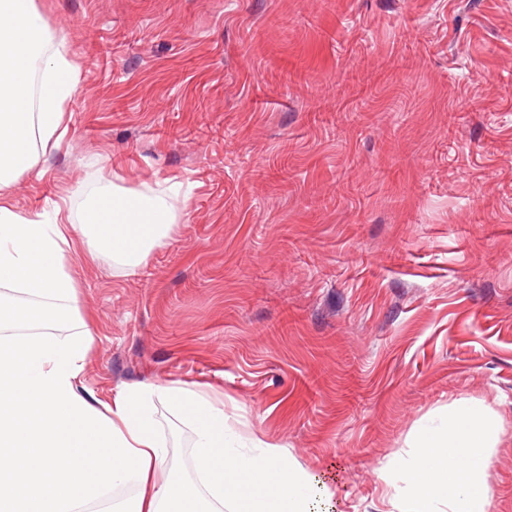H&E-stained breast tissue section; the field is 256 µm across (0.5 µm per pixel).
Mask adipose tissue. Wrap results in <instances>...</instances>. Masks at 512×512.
<instances>
[{"mask_svg":"<svg viewBox=\"0 0 512 512\" xmlns=\"http://www.w3.org/2000/svg\"><path fill=\"white\" fill-rule=\"evenodd\" d=\"M78 69L55 45L34 0H0V188L31 165L35 147L59 146L66 134L64 104ZM173 183L162 194H127L94 179L83 190L76 223L90 252L129 267L165 244L174 219ZM62 223L21 217L0 205V512H82L115 486L136 494L114 512H309L314 484L276 450L240 453L224 411L195 390L142 384L120 390L100 409L80 391L85 338L35 335L36 314L71 311L75 289L65 269ZM164 398L193 423V481L168 476L167 451L152 418ZM494 412L481 402L450 410L419 436L407 467L412 492L404 512H488L483 476L500 439ZM466 452L470 467L453 474Z\"/></svg>","mask_w":512,"mask_h":512,"instance_id":"1","label":"adipose tissue"}]
</instances>
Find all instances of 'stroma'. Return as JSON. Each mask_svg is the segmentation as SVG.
<instances>
[{
	"mask_svg": "<svg viewBox=\"0 0 512 512\" xmlns=\"http://www.w3.org/2000/svg\"><path fill=\"white\" fill-rule=\"evenodd\" d=\"M34 3L79 81L0 201L187 195L132 271L68 234L82 319L54 335L91 333L88 400L201 392L317 478L313 512H401L414 438L478 400L488 512H512V0ZM154 419L193 477V428Z\"/></svg>",
	"mask_w": 512,
	"mask_h": 512,
	"instance_id": "35a3bbf8",
	"label": "stroma"
}]
</instances>
